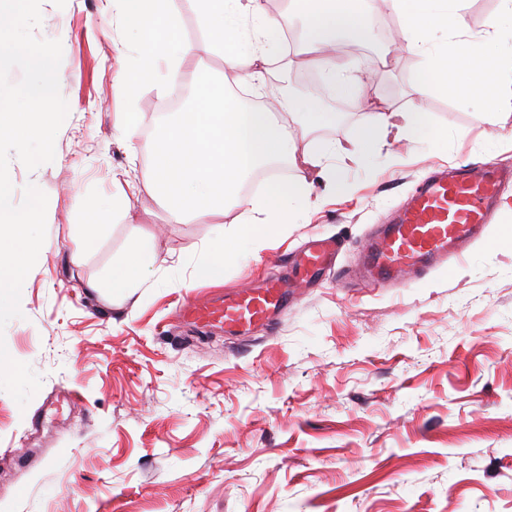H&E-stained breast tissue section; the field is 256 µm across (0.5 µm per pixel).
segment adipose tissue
Wrapping results in <instances>:
<instances>
[{
  "label": "adipose tissue",
  "instance_id": "1",
  "mask_svg": "<svg viewBox=\"0 0 512 512\" xmlns=\"http://www.w3.org/2000/svg\"><path fill=\"white\" fill-rule=\"evenodd\" d=\"M201 23L206 39L197 47L201 53H218L236 82L257 84L270 56L282 49L281 24L269 16L261 0H199ZM390 8L402 16L408 29L418 36L410 40L412 49L425 52L426 71L437 87L448 83L451 53L433 49L428 31L440 28L466 34L468 25L461 9H452L448 0H388ZM308 17L299 54L319 71L335 93L350 95L362 86L361 75L338 51L336 38L347 35L362 40L368 32L370 0H307ZM112 12L141 32L134 70L139 77L164 74L197 86L195 107L174 113L171 122L152 145L155 162L144 179L147 192L164 201L175 220L186 216H220L229 200L237 197L243 184L261 165L271 161L295 163L303 160L313 167L324 166L336 157L335 144L321 152L297 154L300 126L313 127L331 120L313 98L276 99L260 107H248L226 92L225 78L203 80L181 70L189 53L167 8V0H112ZM363 120L357 149L369 155L383 139L397 132L418 135L426 126L424 113L394 112L382 100L360 101ZM314 194L308 180L274 184L248 208L238 221L237 234L262 240V227H274L289 212L307 204ZM156 260L151 242H140L129 260L112 273L107 286L124 292L136 287L143 267Z\"/></svg>",
  "mask_w": 512,
  "mask_h": 512
}]
</instances>
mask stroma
Segmentation results:
<instances>
[{"instance_id": "stroma-1", "label": "stroma", "mask_w": 512, "mask_h": 512, "mask_svg": "<svg viewBox=\"0 0 512 512\" xmlns=\"http://www.w3.org/2000/svg\"><path fill=\"white\" fill-rule=\"evenodd\" d=\"M469 31L438 32L453 52L454 97L419 90L423 56L400 52L375 69L364 92L397 112L426 113L415 140L390 138L361 161L353 143L363 114L356 100L337 123L309 130L303 145L327 142L333 170L304 163L250 178H306L314 204L292 209L264 245L235 239L242 206L224 221H174L146 190L151 145L174 86L142 84L115 94L120 66L139 38L110 0H41L37 38L60 41V92L68 115L55 158L27 171L11 158L13 201L26 184L48 199L46 237L21 294V317L0 332L13 359L42 385L26 407L0 391V512H512V184L501 188L484 238L454 271L400 288H341L323 274L301 288L269 329L231 336L186 321L185 304L295 274L313 237H337L350 268L373 225L398 208L433 170L491 160L512 167V111H487L468 92L472 56L512 48V12L501 0H463ZM401 19L378 8L369 34L346 57L363 66L381 54ZM309 68L279 60L260 87L284 96L289 75ZM138 115L131 142L124 113ZM345 182L326 188L330 176ZM102 226L85 236L90 210ZM161 261L139 287L102 289L140 241ZM227 246L224 283L194 278L210 249Z\"/></svg>"}]
</instances>
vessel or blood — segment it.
<instances>
[{
    "mask_svg": "<svg viewBox=\"0 0 512 512\" xmlns=\"http://www.w3.org/2000/svg\"><path fill=\"white\" fill-rule=\"evenodd\" d=\"M512 170L486 163L432 174L417 183L406 203L388 221L376 225L347 276L362 288H391L452 264L462 250L479 239L491 220L500 186ZM339 242L319 239L308 246L300 264L309 271H331ZM297 285L274 279L258 289L228 293L223 300L198 299L188 318L227 329L269 322L287 309Z\"/></svg>",
    "mask_w": 512,
    "mask_h": 512,
    "instance_id": "1",
    "label": "vessel or blood"
}]
</instances>
